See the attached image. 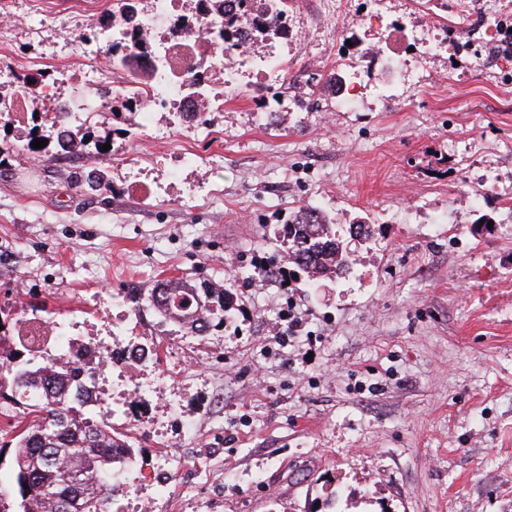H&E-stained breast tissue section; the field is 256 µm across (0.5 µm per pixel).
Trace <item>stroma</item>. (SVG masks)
<instances>
[{"label": "stroma", "instance_id": "1", "mask_svg": "<svg viewBox=\"0 0 512 512\" xmlns=\"http://www.w3.org/2000/svg\"><path fill=\"white\" fill-rule=\"evenodd\" d=\"M479 0H385L358 26L290 0L288 35L250 52L277 58L189 134L172 113L101 106L111 156L81 166L53 145L27 151L32 97L0 145V309L16 334L47 301L69 338L102 344L126 328L160 358L113 370L97 405L135 454L111 512H512V29L491 48ZM42 18L37 35L24 19ZM112 0H0V103L31 58L60 94L78 70L84 18ZM446 21L456 36L424 87L365 58L399 24ZM358 102L336 109L335 78ZM197 162L176 167L185 152ZM106 170L109 192L85 180ZM313 205L337 234L366 224L349 274L292 287L255 272L283 259L289 215ZM187 276L228 288L237 308L207 335L133 307L140 289ZM303 322L281 339V314ZM150 389L129 399V382Z\"/></svg>", "mask_w": 512, "mask_h": 512}]
</instances>
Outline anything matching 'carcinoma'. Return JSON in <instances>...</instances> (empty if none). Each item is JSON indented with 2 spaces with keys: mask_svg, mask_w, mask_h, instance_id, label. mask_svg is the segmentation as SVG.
<instances>
[{
  "mask_svg": "<svg viewBox=\"0 0 512 512\" xmlns=\"http://www.w3.org/2000/svg\"><path fill=\"white\" fill-rule=\"evenodd\" d=\"M265 0L269 22L256 33L274 36L287 31L285 3ZM249 18L248 10L224 19V46L234 47L231 28ZM288 263L302 270L309 283L338 277L349 269L346 242L332 224L308 205L291 213L287 224ZM161 321L191 334L206 335L233 306V294L211 283L183 277L161 281L134 297ZM102 362L92 347L66 341L55 353L39 352L21 341L0 336V409L16 421L11 454V486L0 488V512H109L114 490L107 477L122 469L134 448L94 408L89 386Z\"/></svg>",
  "mask_w": 512,
  "mask_h": 512,
  "instance_id": "obj_1",
  "label": "carcinoma"
}]
</instances>
